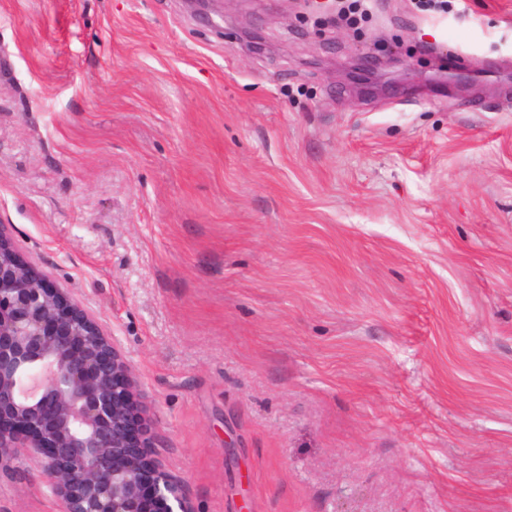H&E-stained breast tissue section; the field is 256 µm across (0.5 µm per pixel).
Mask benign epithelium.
<instances>
[{
	"instance_id": "benign-epithelium-1",
	"label": "benign epithelium",
	"mask_w": 512,
	"mask_h": 512,
	"mask_svg": "<svg viewBox=\"0 0 512 512\" xmlns=\"http://www.w3.org/2000/svg\"><path fill=\"white\" fill-rule=\"evenodd\" d=\"M154 441L123 350L0 225V466L27 460L61 512H194Z\"/></svg>"
}]
</instances>
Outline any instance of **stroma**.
Listing matches in <instances>:
<instances>
[{
    "label": "stroma",
    "mask_w": 512,
    "mask_h": 512,
    "mask_svg": "<svg viewBox=\"0 0 512 512\" xmlns=\"http://www.w3.org/2000/svg\"><path fill=\"white\" fill-rule=\"evenodd\" d=\"M335 8L0 0V225L196 512H512V0Z\"/></svg>",
    "instance_id": "1"
}]
</instances>
